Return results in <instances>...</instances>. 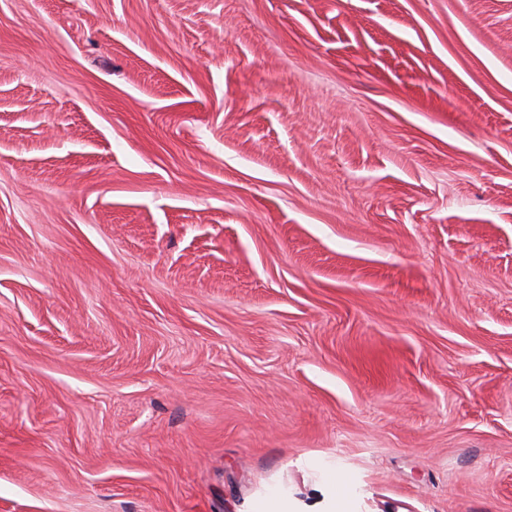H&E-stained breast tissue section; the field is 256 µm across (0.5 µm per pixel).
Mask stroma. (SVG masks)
Returning <instances> with one entry per match:
<instances>
[{"label": "stroma", "mask_w": 512, "mask_h": 512, "mask_svg": "<svg viewBox=\"0 0 512 512\" xmlns=\"http://www.w3.org/2000/svg\"><path fill=\"white\" fill-rule=\"evenodd\" d=\"M512 512V0H0V512ZM320 472L321 499L312 505V511H304L303 504L293 497L284 486L270 488L265 498L257 501L253 512H347L352 511L348 503L354 502L351 483L336 471L335 465L317 468Z\"/></svg>", "instance_id": "stroma-1"}]
</instances>
